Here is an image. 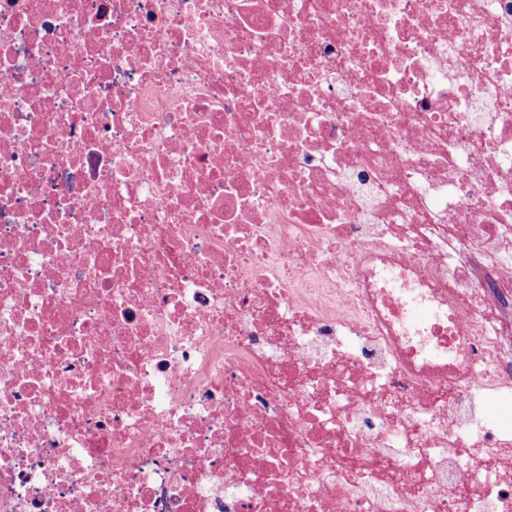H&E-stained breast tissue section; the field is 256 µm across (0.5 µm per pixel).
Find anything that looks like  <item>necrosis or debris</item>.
<instances>
[{
	"mask_svg": "<svg viewBox=\"0 0 512 512\" xmlns=\"http://www.w3.org/2000/svg\"><path fill=\"white\" fill-rule=\"evenodd\" d=\"M0 512H512V0H0Z\"/></svg>",
	"mask_w": 512,
	"mask_h": 512,
	"instance_id": "obj_1",
	"label": "necrosis or debris"
}]
</instances>
